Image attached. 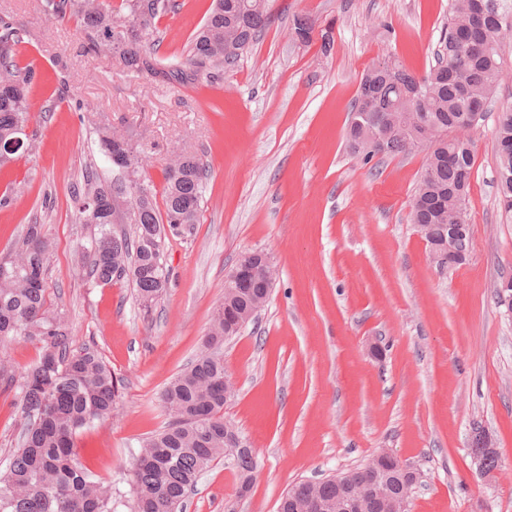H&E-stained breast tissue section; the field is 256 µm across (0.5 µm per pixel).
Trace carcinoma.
Instances as JSON below:
<instances>
[{"label":"carcinoma","mask_w":512,"mask_h":512,"mask_svg":"<svg viewBox=\"0 0 512 512\" xmlns=\"http://www.w3.org/2000/svg\"><path fill=\"white\" fill-rule=\"evenodd\" d=\"M174 0H44L47 14L79 22L87 50L112 51L123 72L147 74L164 84L191 83L231 67L260 37L270 17V0H212L193 34L185 58L175 66L157 62L159 21ZM512 30V0H450L448 28L438 64L423 76L396 60L372 64L363 74L346 134L350 148L366 158L384 142L387 155L420 148L427 159L415 192L411 220L442 244L448 224L468 223L466 200L474 167L469 113L487 111L504 71L500 37ZM27 32L8 15L0 16V144L26 139L30 121L29 86L34 71L22 62ZM468 42L471 49L454 53ZM98 151L111 165L106 180L95 165L85 167L71 201L80 224L94 232L77 248L87 280L97 286L127 279L148 310L169 282L165 254L168 235L190 234L200 223L207 171L192 152L174 151L166 172L163 205L142 178V160L127 131L98 129ZM495 150L498 191L512 210V109L498 114ZM117 224L132 225L127 236ZM52 242L43 225H26L21 237L0 257V347L17 337L38 345L39 358L20 376L0 362V378L18 390L23 430L4 473H0V512H112V484L77 462L76 438L112 415L119 381L93 343L75 345L62 312L48 302L45 282ZM238 277L224 285L203 350L163 390L168 416L161 431L144 438L133 469L132 512H181L199 474L224 457V340L235 336L268 301L275 267L243 258ZM238 493L252 486L257 467L251 449L231 454ZM411 476L385 455H374L342 474L300 482L304 495L321 501L326 512H340L347 495H357L366 512H408Z\"/></svg>","instance_id":"obj_1"}]
</instances>
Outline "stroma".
Instances as JSON below:
<instances>
[{
	"label": "stroma",
	"instance_id": "stroma-1",
	"mask_svg": "<svg viewBox=\"0 0 512 512\" xmlns=\"http://www.w3.org/2000/svg\"><path fill=\"white\" fill-rule=\"evenodd\" d=\"M212 0H177L158 28L162 64L180 61ZM448 0H274L259 41L234 68L187 85L114 70L87 52L76 20L41 0H0L28 32L24 61L37 138L33 155L0 171L13 191L0 209V254L25 225L53 243L46 281L76 343L95 342L121 396L110 419L77 439L79 460L109 481L114 512H130L140 442L166 416L160 394L199 355L224 280L239 259L269 254L278 275L254 322L224 343L234 391L224 417L254 448L246 497L227 460L204 470L184 512H278L304 480L347 471L388 451L421 473L410 512H512V313L498 302L512 279V212L497 190V112L512 107V35L506 70L471 133L467 213L473 249L440 270L410 221L426 153H354L346 131L365 70L395 56L425 74L437 61ZM309 17V42L293 20ZM334 43L322 52L321 34ZM134 129L142 176L162 193L174 146L208 169L201 222L171 238L167 292L143 309L132 283L91 285L74 256L91 227L70 188L88 163L104 165L98 125ZM491 434L497 477L477 472L473 424ZM13 393H0V471L22 430Z\"/></svg>",
	"mask_w": 512,
	"mask_h": 512
}]
</instances>
